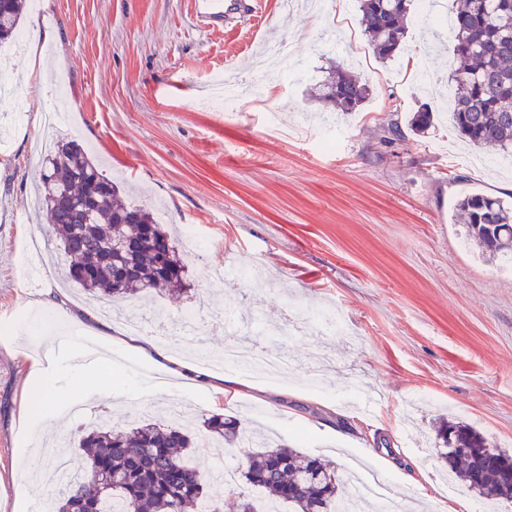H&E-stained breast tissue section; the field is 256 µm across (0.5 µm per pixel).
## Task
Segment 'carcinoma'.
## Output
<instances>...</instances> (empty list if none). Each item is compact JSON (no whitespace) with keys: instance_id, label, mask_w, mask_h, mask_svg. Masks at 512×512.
<instances>
[{"instance_id":"carcinoma-1","label":"carcinoma","mask_w":512,"mask_h":512,"mask_svg":"<svg viewBox=\"0 0 512 512\" xmlns=\"http://www.w3.org/2000/svg\"><path fill=\"white\" fill-rule=\"evenodd\" d=\"M24 2L0 0V46L16 37ZM410 2L360 0L363 32L378 59L401 50ZM452 34L454 127L472 145L512 160V0H455ZM368 95L367 85L340 67L313 92L322 102L334 100L338 112L357 109ZM432 123L423 107L410 129L419 135ZM38 178V205L69 260L68 280L113 305L184 291L185 266L172 236L150 211L121 196L81 144L57 142L42 158ZM454 217L467 225L480 257L512 256V203L472 192L457 200ZM204 425L211 436L246 449L240 476L267 495L262 506L241 498L237 512H268L269 505L277 512L284 505L291 512H338L350 493L330 463L271 443L232 416L213 415ZM438 436L442 457L468 491L512 501V484L502 476L512 455L462 422L441 424ZM196 444L188 428L157 420L127 430L92 429L79 440L82 462L60 496L48 497L50 512H224L225 493L216 491L221 482L204 480L186 459Z\"/></svg>"}]
</instances>
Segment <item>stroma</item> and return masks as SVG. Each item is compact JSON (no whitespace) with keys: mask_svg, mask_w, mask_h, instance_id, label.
<instances>
[{"mask_svg":"<svg viewBox=\"0 0 512 512\" xmlns=\"http://www.w3.org/2000/svg\"><path fill=\"white\" fill-rule=\"evenodd\" d=\"M246 2L251 15L209 27L194 0H41L23 15L25 35L51 33L42 85L66 89L68 122L54 140L90 147L132 204L173 225L191 290L124 306L175 342L165 357L143 354L113 325L103 350L136 362L128 376L105 369L119 396L75 382L69 352L59 353L53 404L63 413L44 440L76 463L86 423L199 427L221 413L332 462L342 480L351 467L338 449L357 451L405 512H480L476 495L445 496L435 426L471 424L512 454V268L479 257L453 210L471 191L512 194V165L459 135L442 86L419 87L424 71L445 77L455 67L451 44L426 39L436 21L424 0H413L403 47L385 62L362 31L358 0H322L319 14ZM269 40L287 43L292 68L274 66L260 100L206 107L210 80L253 78ZM336 63L370 94L325 127L313 116L326 106L310 89ZM423 106L435 124L416 136L406 126ZM40 116L20 84L0 99V512H31L22 469L52 464L19 418L37 392V338L100 311L63 283L55 237L33 207ZM391 120L406 129L393 143L382 133ZM33 236L50 261L32 288L17 266ZM332 310L346 328L321 333L315 316ZM232 344L288 357L285 376L224 369ZM151 370L176 386L124 394L129 377ZM198 370L231 396L208 394Z\"/></svg>","mask_w":512,"mask_h":512,"instance_id":"1","label":"stroma"}]
</instances>
